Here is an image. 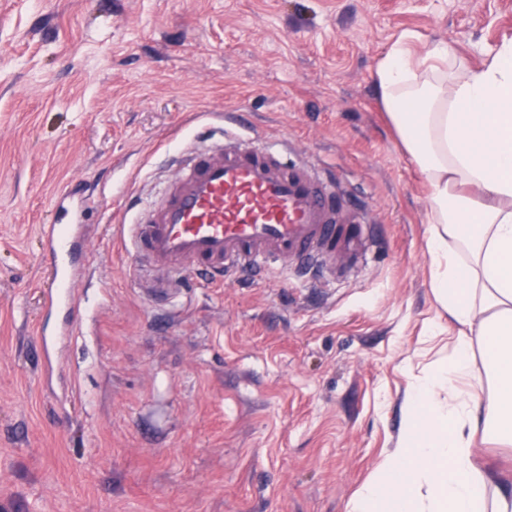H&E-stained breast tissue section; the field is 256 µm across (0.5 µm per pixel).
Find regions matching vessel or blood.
I'll list each match as a JSON object with an SVG mask.
<instances>
[{
	"mask_svg": "<svg viewBox=\"0 0 512 512\" xmlns=\"http://www.w3.org/2000/svg\"><path fill=\"white\" fill-rule=\"evenodd\" d=\"M53 205L59 221L41 229L42 256L55 284L46 302L51 312L72 308L74 290L87 278L89 200L63 189ZM128 229L136 267L171 281L186 274L223 282L324 268L361 256L371 236L360 210L332 180L308 164L284 163L258 133L228 125L209 148L188 152L158 200L135 206ZM78 329L67 321L52 333L39 328L37 336L49 351Z\"/></svg>",
	"mask_w": 512,
	"mask_h": 512,
	"instance_id": "b4317fda",
	"label": "vessel or blood"
}]
</instances>
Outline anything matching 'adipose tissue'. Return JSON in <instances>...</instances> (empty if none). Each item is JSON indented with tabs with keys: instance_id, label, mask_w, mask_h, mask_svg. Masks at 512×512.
I'll list each match as a JSON object with an SVG mask.
<instances>
[{
	"instance_id": "ef3b65f1",
	"label": "adipose tissue",
	"mask_w": 512,
	"mask_h": 512,
	"mask_svg": "<svg viewBox=\"0 0 512 512\" xmlns=\"http://www.w3.org/2000/svg\"><path fill=\"white\" fill-rule=\"evenodd\" d=\"M402 34L374 78L398 141L429 187L435 300L461 330L414 378L397 448L347 512H512L482 437L512 447V40L478 67ZM482 360L487 389L473 382Z\"/></svg>"
}]
</instances>
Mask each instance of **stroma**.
Segmentation results:
<instances>
[{"label": "stroma", "mask_w": 512, "mask_h": 512, "mask_svg": "<svg viewBox=\"0 0 512 512\" xmlns=\"http://www.w3.org/2000/svg\"><path fill=\"white\" fill-rule=\"evenodd\" d=\"M405 32L479 66L512 0H0V512H346L457 332L373 78ZM226 112L335 173L379 237L362 262L168 299L133 276L129 205ZM67 182L93 199L88 276L49 356L37 235ZM81 327V322L66 321L54 333H48L44 324L40 326L37 336L47 355L54 349L59 340L67 336H74Z\"/></svg>", "instance_id": "stroma-1"}]
</instances>
